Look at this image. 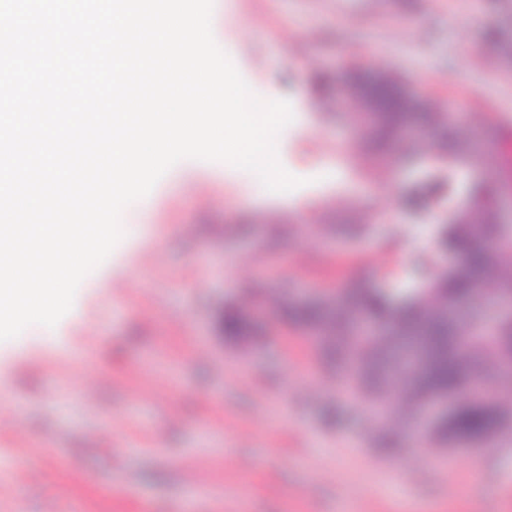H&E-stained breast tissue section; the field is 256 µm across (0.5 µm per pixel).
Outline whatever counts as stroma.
Here are the masks:
<instances>
[{
  "instance_id": "stroma-1",
  "label": "stroma",
  "mask_w": 512,
  "mask_h": 512,
  "mask_svg": "<svg viewBox=\"0 0 512 512\" xmlns=\"http://www.w3.org/2000/svg\"><path fill=\"white\" fill-rule=\"evenodd\" d=\"M368 2L214 0L242 77L292 106L277 149L304 184L177 163L58 324L0 342V512H512V440L383 453L276 304L357 278L412 287L438 230L402 207L429 176L361 154L352 116L305 108L310 71L383 64L461 122L512 113V0Z\"/></svg>"
}]
</instances>
